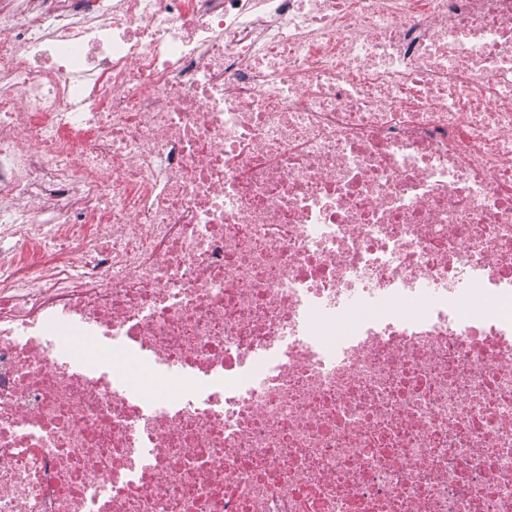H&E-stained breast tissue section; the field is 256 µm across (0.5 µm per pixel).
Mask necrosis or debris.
<instances>
[{
    "mask_svg": "<svg viewBox=\"0 0 512 512\" xmlns=\"http://www.w3.org/2000/svg\"><path fill=\"white\" fill-rule=\"evenodd\" d=\"M0 512H512V0H0Z\"/></svg>",
    "mask_w": 512,
    "mask_h": 512,
    "instance_id": "necrosis-or-debris-1",
    "label": "necrosis or debris"
}]
</instances>
